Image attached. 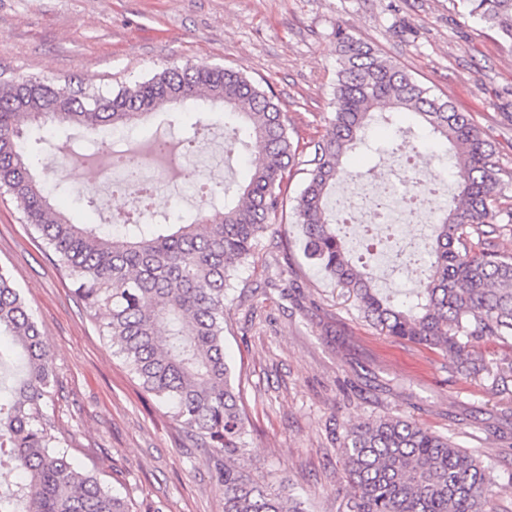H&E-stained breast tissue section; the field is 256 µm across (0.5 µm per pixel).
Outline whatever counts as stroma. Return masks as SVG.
<instances>
[{"label":"stroma","instance_id":"obj_1","mask_svg":"<svg viewBox=\"0 0 512 512\" xmlns=\"http://www.w3.org/2000/svg\"><path fill=\"white\" fill-rule=\"evenodd\" d=\"M393 57L484 131L506 174L512 204V47L453 0H0V78H52L103 92L171 65L243 70L273 91L301 141L322 139L339 69L336 31ZM435 155L428 130L398 113L373 124L369 142L399 131ZM245 161L187 163L179 196L154 206L186 216L204 181H245ZM51 202L80 224L128 208L93 175L75 181L55 162L42 174ZM288 258L264 240L228 293L224 354L244 389V470L286 481L308 512H336L347 429L387 415L415 420L480 458L495 460L492 512H512V392L457 376L449 357L378 334L354 297L303 257L294 214L283 218ZM0 269L41 326L58 379L54 414L69 457L97 470L133 512H224L214 460L147 394L115 354L51 252L16 203L0 196Z\"/></svg>","mask_w":512,"mask_h":512}]
</instances>
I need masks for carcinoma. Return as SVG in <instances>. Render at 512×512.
Here are the masks:
<instances>
[{"mask_svg":"<svg viewBox=\"0 0 512 512\" xmlns=\"http://www.w3.org/2000/svg\"><path fill=\"white\" fill-rule=\"evenodd\" d=\"M465 13L495 29L512 48V0H459ZM337 72L330 128L323 139L293 137L278 100L242 71L193 65L104 94L49 80L0 81V190L71 280L143 388L170 410L200 447L211 451L224 512H307L284 482H260L240 460L248 451L246 416L224 359V301L235 271L260 241L281 236L272 218L286 209L290 172L307 165L296 198L304 255L352 294L378 333L449 354L455 372L508 386L512 365L492 366L479 343L512 345V253L495 240L494 209L505 170L481 128L450 102L369 44L336 29ZM224 113L226 151H249L248 179L203 189L188 224H78L56 209L28 144L47 127L125 128L174 105ZM408 112L443 141L456 170L454 204L432 225L429 274L400 302L378 288L367 264L353 263L328 199L343 179L346 154L366 144L376 114ZM22 353V368L0 402V468L24 475L0 512H132L92 470L77 468L61 447L50 413L57 380L42 332L21 292L0 270V336ZM340 454L347 475L336 512H484L493 468L445 436L400 416L346 431Z\"/></svg>","mask_w":512,"mask_h":512,"instance_id":"cac0c4a2","label":"carcinoma"}]
</instances>
